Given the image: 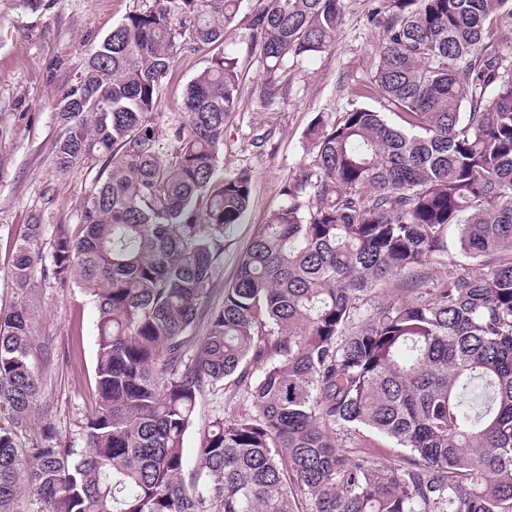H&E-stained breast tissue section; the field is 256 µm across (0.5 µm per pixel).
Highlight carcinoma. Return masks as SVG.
Here are the masks:
<instances>
[{
    "instance_id": "obj_1",
    "label": "carcinoma",
    "mask_w": 512,
    "mask_h": 512,
    "mask_svg": "<svg viewBox=\"0 0 512 512\" xmlns=\"http://www.w3.org/2000/svg\"><path fill=\"white\" fill-rule=\"evenodd\" d=\"M343 2L252 15L268 91L289 60L333 47ZM386 2L371 85L396 120L358 107L311 123V163L210 312L252 191L245 171L215 176L238 60L211 56L183 126L158 121V87L224 45L241 0H153L91 50L56 105L54 163L99 177L76 225H53L51 268L44 225H24L17 300L0 306V512L22 477L39 512H512V44L490 40L512 0ZM452 226L469 264L437 276ZM40 269L98 312L80 446L20 440L43 384L26 302ZM230 378L251 410L215 417L187 474L198 396ZM367 433L399 459L370 460Z\"/></svg>"
}]
</instances>
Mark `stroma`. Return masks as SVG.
<instances>
[{"label": "stroma", "instance_id": "35a3bbf8", "mask_svg": "<svg viewBox=\"0 0 512 512\" xmlns=\"http://www.w3.org/2000/svg\"><path fill=\"white\" fill-rule=\"evenodd\" d=\"M344 3L334 49L291 61L278 90L271 93L264 88L258 49L248 29L262 0H242L224 38L225 52L239 61L240 103L226 125L217 173L249 172L252 196L243 222L224 235L210 307L222 304L224 288L234 279L257 226L284 203V183L310 161L313 149L306 130L312 120L319 116L333 123L353 108L381 107L378 97H365L362 91L376 69L382 40L371 15L384 8V0ZM141 5L142 0H41L33 9L25 0H0V301L14 298L10 269L20 226L34 214L48 227L75 223L79 205L97 179L96 170L87 167L56 172L55 105L79 81L91 49ZM209 57L203 51L177 62L162 81L161 123L185 124L183 98ZM33 304L34 355L43 388L26 438H39L49 425L66 443L78 437L94 402L97 310L80 289L42 277ZM76 317L82 322L77 340L71 335ZM249 409L242 390L231 381L207 387L184 437L187 466H194L200 439L216 415L230 421Z\"/></svg>", "mask_w": 512, "mask_h": 512}]
</instances>
